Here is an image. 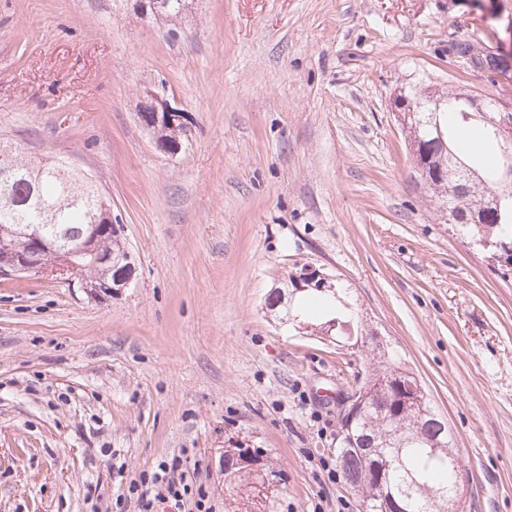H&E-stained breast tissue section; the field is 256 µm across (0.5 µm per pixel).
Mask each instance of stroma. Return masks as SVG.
Returning <instances> with one entry per match:
<instances>
[{"label": "stroma", "mask_w": 512, "mask_h": 512, "mask_svg": "<svg viewBox=\"0 0 512 512\" xmlns=\"http://www.w3.org/2000/svg\"><path fill=\"white\" fill-rule=\"evenodd\" d=\"M0 0V137L90 176L135 266L91 299L0 278V512H107L121 481L184 454L211 512H254L224 451L260 448L276 512H360L335 410L367 349L294 329L313 266L448 424L465 512H512V273L432 199L391 110L410 88L512 98L448 53L472 18L512 51V0ZM183 114L160 150L139 114ZM136 2L143 13L145 12L146 15L151 13L155 17H161L163 14L165 18H173L181 14L186 6L187 1L168 0V6L166 0H137ZM150 97V103L146 109L139 114L140 121L148 129L157 132L160 127H166L167 130H178L183 128V116L177 108L172 107L166 98L158 95L157 93L151 94ZM181 132L182 129L178 132H167L161 136L176 142L180 140V136L178 134Z\"/></svg>", "instance_id": "stroma-1"}]
</instances>
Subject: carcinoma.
<instances>
[{"label":"carcinoma","mask_w":512,"mask_h":512,"mask_svg":"<svg viewBox=\"0 0 512 512\" xmlns=\"http://www.w3.org/2000/svg\"><path fill=\"white\" fill-rule=\"evenodd\" d=\"M469 98L458 96L443 100L438 113L442 130L446 131L443 141L427 148L426 166L428 178L424 184L434 193L446 197L448 183L443 181V172L457 163L467 166L473 176L448 206L450 223L459 232L479 245L489 244L488 251L498 254L497 263L505 271L512 270V184L503 182V167L512 164V141H502L490 125L481 123V133L486 145L496 151L501 167L489 169L478 155L466 153L453 139V129L464 128L477 123L480 112L467 108ZM10 151L16 164V172L10 184L0 188V197L6 195L16 204L14 216L0 215V237L10 240L8 233L11 224H38L39 214L48 210L51 220L47 235L50 238H64L76 234L89 224L100 222L102 213L98 209L100 196L92 182L78 174L68 177L61 175L64 167L58 163H45L40 158H24L18 150L0 140V152ZM98 247L117 257L127 253L119 235L103 230L97 238ZM119 270L112 266L89 267L80 271L85 280L114 278ZM336 321V335L350 336L358 333L354 325V314L349 304L341 301L336 312L319 323L324 328ZM374 371L381 374L373 386V398L383 401L397 394L396 380L388 379V374L396 372L401 365L393 361L371 363ZM396 428L409 436L422 435V441L402 449L399 462L388 471L389 487L405 499L407 512H426L433 494L448 491L453 480L448 465V453L442 448L433 449L429 443H444L445 436L429 424V420L411 411L397 417ZM381 429L377 415L360 421L353 426V433L368 438ZM364 446L349 447V440L343 436L336 441V458L342 460L343 475L356 486L355 492L361 499L376 501L382 496V487L369 479L363 464Z\"/></svg>","instance_id":"carcinoma-1"}]
</instances>
